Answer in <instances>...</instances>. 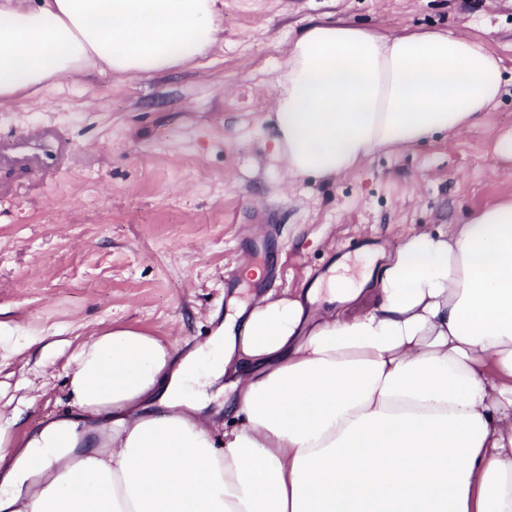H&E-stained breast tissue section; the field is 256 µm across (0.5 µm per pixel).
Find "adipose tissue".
Listing matches in <instances>:
<instances>
[{
	"mask_svg": "<svg viewBox=\"0 0 512 512\" xmlns=\"http://www.w3.org/2000/svg\"><path fill=\"white\" fill-rule=\"evenodd\" d=\"M222 30L221 0L0 4V100L95 64L157 74ZM502 86L467 37L314 20L274 87V152L336 176L475 124ZM327 287L331 310L313 287L265 296L184 354L131 328L84 338L76 414L19 440L26 400L0 410V512H512V199Z\"/></svg>",
	"mask_w": 512,
	"mask_h": 512,
	"instance_id": "adipose-tissue-1",
	"label": "adipose tissue"
}]
</instances>
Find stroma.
<instances>
[{"label": "stroma", "mask_w": 512, "mask_h": 512, "mask_svg": "<svg viewBox=\"0 0 512 512\" xmlns=\"http://www.w3.org/2000/svg\"><path fill=\"white\" fill-rule=\"evenodd\" d=\"M224 38L136 78L88 69L0 104V406L31 397L24 429L72 409L69 349L115 327L186 352L230 305L303 293L374 250L445 232L512 196V0H223ZM343 19L384 34L441 29L494 53L502 94L474 125L379 149L329 179L274 156L273 91L296 34ZM271 275L268 289L257 274Z\"/></svg>", "instance_id": "35a3bbf8"}]
</instances>
